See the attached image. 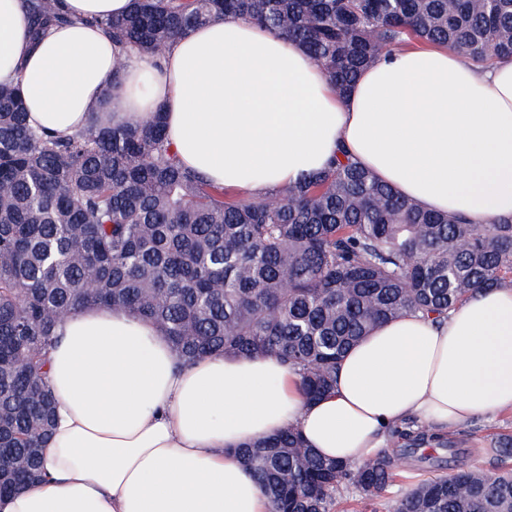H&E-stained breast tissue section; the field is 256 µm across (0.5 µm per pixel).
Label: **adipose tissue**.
I'll return each instance as SVG.
<instances>
[{"instance_id": "1", "label": "adipose tissue", "mask_w": 512, "mask_h": 512, "mask_svg": "<svg viewBox=\"0 0 512 512\" xmlns=\"http://www.w3.org/2000/svg\"><path fill=\"white\" fill-rule=\"evenodd\" d=\"M68 21L33 39L26 0H0V82L36 130L162 114L180 163L262 198L322 170L339 147L421 207L486 224L512 215V58L477 66L440 45L382 58L338 94L305 48L219 15L157 58L107 35L131 0H58ZM123 82L105 88L113 72ZM57 399L44 479L0 512H270L234 448L287 426L321 457L361 462L408 419L444 431L512 411V283L432 321L379 325L341 359L334 392L307 400L272 355L178 367L155 324L81 308L58 326Z\"/></svg>"}]
</instances>
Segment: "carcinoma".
<instances>
[{
    "instance_id": "1",
    "label": "carcinoma",
    "mask_w": 512,
    "mask_h": 512,
    "mask_svg": "<svg viewBox=\"0 0 512 512\" xmlns=\"http://www.w3.org/2000/svg\"><path fill=\"white\" fill-rule=\"evenodd\" d=\"M27 9L37 33L66 21L55 0ZM225 13L297 40L340 93L408 44L450 46L479 65L512 56V0H134L128 15L98 25L154 58ZM26 118L18 89L0 83V493L40 479L55 409L46 354L78 306L156 323L180 366L273 354L317 399L377 325L442 319L473 291L512 279V217L468 224L425 210L343 147L318 174L236 199L179 164L160 115L69 137ZM388 443L423 472L461 448L415 421ZM485 452L512 456V437ZM233 453L270 512H333L337 495L354 489L370 501L399 476L391 452L327 461L293 426ZM389 512H512V471L421 478Z\"/></svg>"
}]
</instances>
